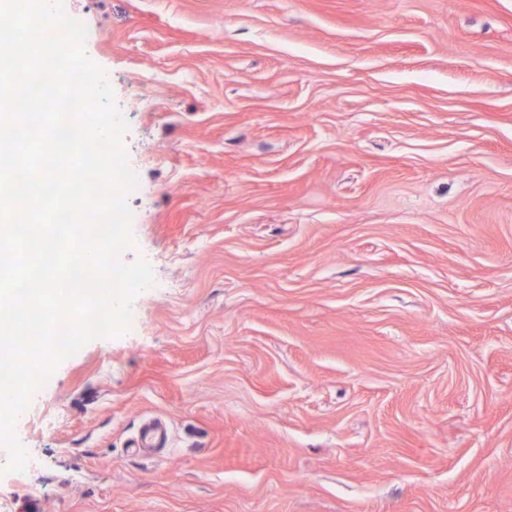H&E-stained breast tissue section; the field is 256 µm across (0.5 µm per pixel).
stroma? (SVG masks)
Segmentation results:
<instances>
[{
	"label": "stroma",
	"instance_id": "stroma-1",
	"mask_svg": "<svg viewBox=\"0 0 512 512\" xmlns=\"http://www.w3.org/2000/svg\"><path fill=\"white\" fill-rule=\"evenodd\" d=\"M64 9L155 284L32 395L5 512H512V0Z\"/></svg>",
	"mask_w": 512,
	"mask_h": 512
}]
</instances>
